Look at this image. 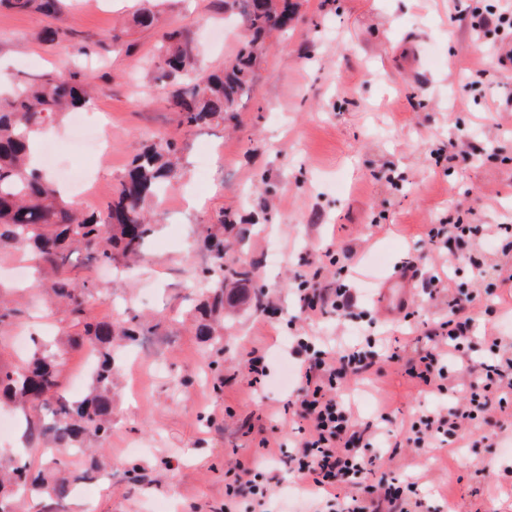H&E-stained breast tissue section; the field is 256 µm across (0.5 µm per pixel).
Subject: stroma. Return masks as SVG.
Wrapping results in <instances>:
<instances>
[{"label":"stroma","instance_id":"1","mask_svg":"<svg viewBox=\"0 0 512 512\" xmlns=\"http://www.w3.org/2000/svg\"><path fill=\"white\" fill-rule=\"evenodd\" d=\"M287 28L269 42L250 98L236 127L211 124L187 131L154 80L151 60L160 29L176 24L198 42L200 58L218 67L243 35L225 18L219 0H65L64 19L80 37L119 33L116 45L79 56L71 42L42 41L49 21L35 13L0 10V63L17 77L56 73L79 64L94 86L92 111L112 140L109 159L93 161L72 143L68 122L49 123L47 135L64 161L95 164L100 183L81 199L87 211L104 210L131 158L153 137L177 139L184 166L167 194L179 218L156 215L146 256L118 278L96 270L100 292L89 299L91 318H122L125 306L159 317L155 333L131 347L139 369L124 370L112 385V435L98 452L99 479L76 485L69 512H218L224 471L250 456L264 436L285 448L296 440L286 391L251 387L248 354L268 350L285 357L289 336L308 333L330 347L363 342L365 333L404 345L401 316L386 315L376 297L408 255L423 265L455 268V282L481 291L463 258L438 256L425 234L449 213L474 212L480 224H512V71L472 87V72L495 70L501 35L469 26L475 5L512 12V0H295ZM148 8L160 26L144 30L133 13ZM473 141L479 153L455 162L438 155L449 140ZM236 213L245 228L237 256L255 262L254 284L279 309L272 315L243 301L225 313L224 351L218 367L195 364L207 345L183 311L196 297L189 269L207 253L195 247L197 225ZM387 252L385 266L355 271L361 306L374 326L329 312L305 318L295 294L296 274L321 269L335 285V258L345 247ZM15 264L0 263V282L23 311L0 335V359L19 360L20 331L66 340L74 335L66 314L41 317L40 291L14 285ZM357 416L387 414L396 454H383L370 476L398 485L417 483L421 512H512V420L498 432L471 424L447 450H415L404 439L414 417L434 406L418 394L401 364L382 358L377 371L346 391ZM273 480L270 512H340L336 500L310 502L305 483L282 459L267 460ZM138 468V483L127 472Z\"/></svg>","mask_w":512,"mask_h":512}]
</instances>
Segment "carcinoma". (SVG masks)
I'll return each mask as SVG.
<instances>
[{"label":"carcinoma","instance_id":"cac0c4a2","mask_svg":"<svg viewBox=\"0 0 512 512\" xmlns=\"http://www.w3.org/2000/svg\"><path fill=\"white\" fill-rule=\"evenodd\" d=\"M223 8L237 9L248 32L234 59L219 71H210L198 61L195 42L179 27L161 35L155 62L158 79L171 86V103L179 110V124L191 131L212 121L234 122L241 102L250 96L266 38L279 19L291 13L289 0H220ZM64 0H0V7L17 13L38 12L59 20ZM89 81L79 70L66 74L36 73L24 80L9 76V86L0 87V254L30 257L39 269L55 273L49 292L64 303L69 315L82 326L79 340L93 349L97 369L89 392L69 400L60 394L63 358L70 344L55 345L32 338L25 359L0 361V402L25 410L29 406L57 405L50 426L34 429L36 438L51 444L46 467L34 473L26 462H0V512H19L18 493L47 494L56 504L65 502L73 483L66 476L69 463L61 459L68 448L90 451L86 463L96 466V448L104 445L112 431V381L120 372L118 352L112 336L130 339L140 335L142 323L128 315L116 326L107 321H90L85 304L98 290L88 272L66 270L68 249L82 244L90 266L128 264L143 254L146 240L154 232L147 203L159 186L180 165L181 146L174 138H160L135 155L126 181L102 214L89 212L64 198L52 176L29 163L30 135L45 130L48 122L62 119L90 101ZM224 224H205L199 236L210 252V265L197 275L202 285L200 307L203 323L199 334L210 335L206 318L224 312V298L231 284L247 286L254 279V264L224 261ZM21 310L0 299V328L11 326Z\"/></svg>","mask_w":512,"mask_h":512}]
</instances>
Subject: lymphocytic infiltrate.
Returning a JSON list of instances; mask_svg holds the SVG:
<instances>
[{"label":"lymphocytic infiltrate","mask_w":512,"mask_h":512,"mask_svg":"<svg viewBox=\"0 0 512 512\" xmlns=\"http://www.w3.org/2000/svg\"><path fill=\"white\" fill-rule=\"evenodd\" d=\"M475 227L457 222L437 224L427 233L432 250L460 254L474 277L484 278L485 256L473 241ZM405 268L414 270L420 287L429 294L447 293L448 318L437 324L418 323L411 328V355L405 362L406 374L415 380L421 394H451L449 407L426 410L410 426V443L418 448H442L454 444L478 415L491 409L512 408V336L498 324L476 325L472 316L474 294L460 290L448 293L450 277L438 269H420L416 258H408ZM300 311L307 316L336 313L364 320L356 288L337 284L328 288L318 277L298 275ZM316 336H295L288 342L290 352L305 353L296 388L287 407L296 419L298 440L287 458L290 469L306 483L307 492L319 498L334 497L339 487L352 494L343 512H411L403 490L392 483L369 480L375 460L369 454L387 416L360 419L343 397L350 381L367 378L377 362L374 337L364 343L339 350H324ZM483 344L488 355L472 356L475 344ZM466 366L475 381L457 382L459 366ZM276 444L261 438L252 457L236 460L224 473V512H235L239 500L258 507L269 500L270 478L261 463L273 457Z\"/></svg>","instance_id":"1"}]
</instances>
